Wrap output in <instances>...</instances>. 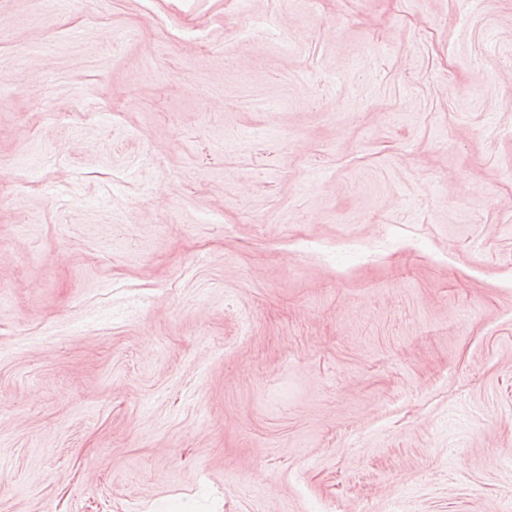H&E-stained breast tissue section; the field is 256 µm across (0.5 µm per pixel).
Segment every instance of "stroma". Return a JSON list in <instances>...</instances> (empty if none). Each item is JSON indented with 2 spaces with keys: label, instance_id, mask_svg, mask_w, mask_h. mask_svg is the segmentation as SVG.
<instances>
[{
  "label": "stroma",
  "instance_id": "1",
  "mask_svg": "<svg viewBox=\"0 0 512 512\" xmlns=\"http://www.w3.org/2000/svg\"><path fill=\"white\" fill-rule=\"evenodd\" d=\"M0 512H512V0H0Z\"/></svg>",
  "mask_w": 512,
  "mask_h": 512
}]
</instances>
